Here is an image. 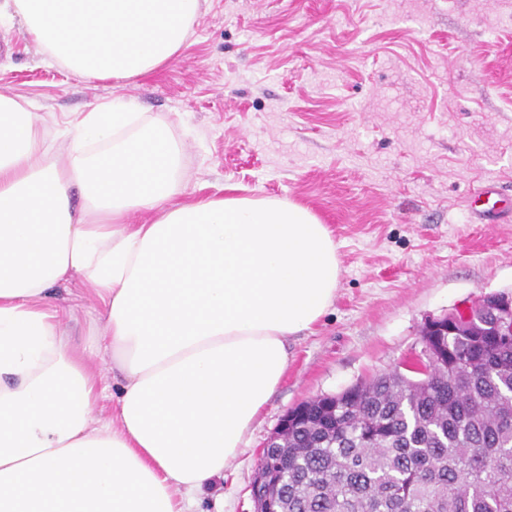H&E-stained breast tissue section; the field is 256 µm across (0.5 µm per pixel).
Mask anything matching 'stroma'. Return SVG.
I'll return each mask as SVG.
<instances>
[{
    "instance_id": "obj_1",
    "label": "stroma",
    "mask_w": 512,
    "mask_h": 512,
    "mask_svg": "<svg viewBox=\"0 0 512 512\" xmlns=\"http://www.w3.org/2000/svg\"><path fill=\"white\" fill-rule=\"evenodd\" d=\"M187 48L132 79L86 80L0 33V94L31 100L54 153L110 101L183 147L185 197L284 199L328 224L341 259L320 323L287 340L288 374L246 444L192 512H254L264 443L291 408L394 369L432 318L512 297V0H205ZM68 330L101 377L97 423L119 384L94 337L96 299L55 287Z\"/></svg>"
}]
</instances>
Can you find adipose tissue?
<instances>
[{"mask_svg":"<svg viewBox=\"0 0 512 512\" xmlns=\"http://www.w3.org/2000/svg\"><path fill=\"white\" fill-rule=\"evenodd\" d=\"M201 0H0L79 77L127 80L186 47ZM139 113H86L50 153L29 101L0 95V512H189L224 475L288 372V336L332 304L328 225L279 199L181 201V149ZM133 211L154 213L132 224ZM101 305L120 379L94 425L97 377L51 289Z\"/></svg>","mask_w":512,"mask_h":512,"instance_id":"adipose-tissue-1","label":"adipose tissue"}]
</instances>
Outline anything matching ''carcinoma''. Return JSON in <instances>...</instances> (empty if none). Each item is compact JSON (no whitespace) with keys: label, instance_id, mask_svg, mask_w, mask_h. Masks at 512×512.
Returning a JSON list of instances; mask_svg holds the SVG:
<instances>
[{"label":"carcinoma","instance_id":"carcinoma-1","mask_svg":"<svg viewBox=\"0 0 512 512\" xmlns=\"http://www.w3.org/2000/svg\"><path fill=\"white\" fill-rule=\"evenodd\" d=\"M402 368L307 401L265 448L273 512H512V338L439 336Z\"/></svg>","mask_w":512,"mask_h":512}]
</instances>
